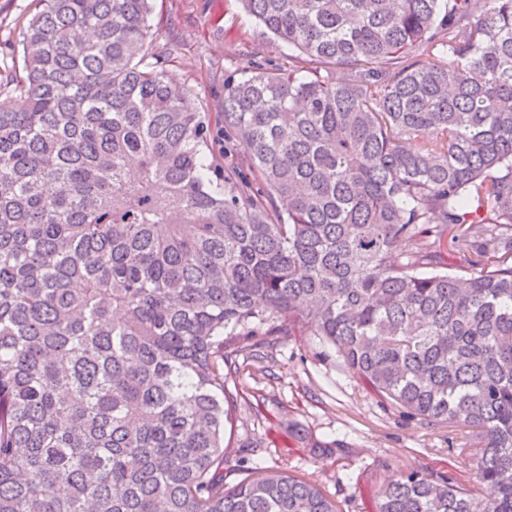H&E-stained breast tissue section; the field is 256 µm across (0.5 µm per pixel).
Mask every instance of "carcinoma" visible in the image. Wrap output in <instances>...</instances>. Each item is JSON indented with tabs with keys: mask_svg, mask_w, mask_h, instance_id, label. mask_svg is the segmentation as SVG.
Listing matches in <instances>:
<instances>
[{
	"mask_svg": "<svg viewBox=\"0 0 512 512\" xmlns=\"http://www.w3.org/2000/svg\"><path fill=\"white\" fill-rule=\"evenodd\" d=\"M33 2L0 69V512H339L225 481L224 379L304 326L483 440L481 491L413 469L371 512H512V0H240L292 54L216 118L154 0Z\"/></svg>",
	"mask_w": 512,
	"mask_h": 512,
	"instance_id": "cac0c4a2",
	"label": "carcinoma"
}]
</instances>
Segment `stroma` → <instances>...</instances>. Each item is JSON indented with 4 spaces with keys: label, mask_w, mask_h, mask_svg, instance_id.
<instances>
[{
    "label": "stroma",
    "mask_w": 512,
    "mask_h": 512,
    "mask_svg": "<svg viewBox=\"0 0 512 512\" xmlns=\"http://www.w3.org/2000/svg\"><path fill=\"white\" fill-rule=\"evenodd\" d=\"M152 47L175 41L168 74L192 88L196 103L220 111L224 80L263 61L287 66V47L261 37L240 0H158ZM262 361L240 353L237 420L230 454L244 453L257 473L283 472L316 484L341 512H366L385 481L418 469L459 468L473 475L481 439L445 423L426 424L366 395L332 346L309 332L278 337ZM339 441L335 457L305 446Z\"/></svg>",
    "instance_id": "obj_1"
}]
</instances>
